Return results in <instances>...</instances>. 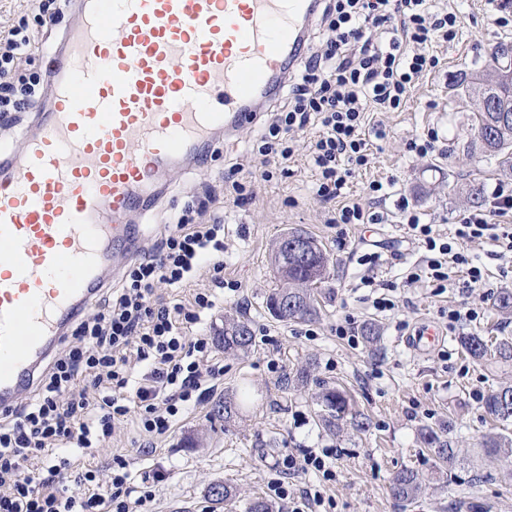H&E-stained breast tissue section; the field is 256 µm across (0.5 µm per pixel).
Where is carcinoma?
Masks as SVG:
<instances>
[{"instance_id":"carcinoma-1","label":"carcinoma","mask_w":512,"mask_h":512,"mask_svg":"<svg viewBox=\"0 0 512 512\" xmlns=\"http://www.w3.org/2000/svg\"><path fill=\"white\" fill-rule=\"evenodd\" d=\"M492 102L500 107L505 105L512 115V83H505L499 88L489 89ZM484 156L498 161L500 171L512 175V122L500 127L493 140L481 144ZM292 232L315 245L317 253L310 259H298L294 254H288V275L295 280L307 281L305 288L288 289V300L294 306L288 308V314L278 317L283 322L306 319L317 315L318 301L314 293V285L323 282L329 274L330 257L323 246L307 231L294 228ZM253 334L249 324L235 319L224 320L222 344L224 352H245L252 346ZM463 344L470 355L477 359L491 356L504 362L512 361V339L504 337L495 344H488L478 335L466 336ZM319 421L330 432L341 431V425L348 422L359 432L369 429V419L355 411L351 395L342 387L322 385L318 394ZM485 407L495 419L507 423L512 421V384L504 385L491 391L485 399ZM213 414L224 419L229 424L239 415L237 395L232 394L215 403ZM421 442L423 447L435 459L439 470H452L457 462V450L451 442L444 438L443 432L431 427L422 429ZM481 451L487 456H501L507 460L512 458V437L503 433L486 435L478 443ZM423 477L414 470L398 472L392 483L394 495L404 501L413 502L422 489ZM205 496L215 509H221L236 497L235 489L217 480L208 485Z\"/></svg>"}]
</instances>
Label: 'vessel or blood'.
Here are the masks:
<instances>
[{
    "label": "vessel or blood",
    "mask_w": 512,
    "mask_h": 512,
    "mask_svg": "<svg viewBox=\"0 0 512 512\" xmlns=\"http://www.w3.org/2000/svg\"><path fill=\"white\" fill-rule=\"evenodd\" d=\"M319 0H80L52 109L0 156V411L107 280L139 257L130 216L204 144L256 127ZM443 334L416 328L427 352Z\"/></svg>",
    "instance_id": "1"
}]
</instances>
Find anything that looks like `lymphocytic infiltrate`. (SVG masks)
<instances>
[{
  "mask_svg": "<svg viewBox=\"0 0 512 512\" xmlns=\"http://www.w3.org/2000/svg\"><path fill=\"white\" fill-rule=\"evenodd\" d=\"M461 24L456 13L434 11L432 0H328L316 46L289 78L284 103L266 115L259 167L231 182L234 206L247 204L270 181L271 161L292 159V132L314 126L308 158L315 197L335 204L333 223H380L379 214L348 197L350 178L371 162L367 115L398 111L419 78L440 66L434 45L454 40ZM31 47L20 25L0 37L1 128L14 126L26 105L46 92L44 77L18 72ZM224 189L205 184L190 195L118 284L99 293L93 313L78 316L64 351L48 359L16 409L0 414V512H138L152 501L153 481L134 480L120 455L106 468L85 467L73 491L63 481L75 453L93 454L111 441L117 424L133 426L139 449L155 447L223 377L210 337L197 326L225 287L224 224L214 215ZM398 210L428 253L414 277L436 289L458 276L463 291L484 285L485 271L464 242L488 238L512 253V182H497L480 209L459 216L446 239L421 223L408 199ZM204 274L210 287H196ZM160 284L173 289L168 300L156 298ZM188 286L191 296H180ZM282 467L281 478L268 485L270 497L289 512H320L325 497L319 489L296 496L288 481L299 471L332 481L324 456L289 455Z\"/></svg>",
  "mask_w": 512,
  "mask_h": 512,
  "instance_id": "lymphocytic-infiltrate-1",
  "label": "lymphocytic infiltrate"
}]
</instances>
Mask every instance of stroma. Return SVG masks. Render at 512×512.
<instances>
[{"label":"stroma","instance_id":"obj_1","mask_svg":"<svg viewBox=\"0 0 512 512\" xmlns=\"http://www.w3.org/2000/svg\"><path fill=\"white\" fill-rule=\"evenodd\" d=\"M501 2L435 0L437 9L462 16V28L455 41L435 46L441 67L419 79L399 111L383 115L386 135L372 140V163L350 185L353 197L371 203L369 183L394 179L390 197L372 203L382 223H330L327 208L312 193L313 172L301 151L287 167H273L271 181L261 186L252 203L216 208L224 219V277L238 288L225 291L223 304L207 316L203 328L214 339L226 318L248 322L253 345L235 355L215 348L224 365L223 378L202 405L186 411L155 452H137L131 434L120 427L113 441L95 453L99 463L124 456L134 477L159 475L150 512H211L205 489L217 479L237 489L235 501L223 512H244L251 498L267 497V484L278 478L285 455L307 450L330 454L336 478L326 487L333 501L328 512H468L470 502L479 512H512V479L506 474L511 465L498 457L478 460L473 455L487 434L512 436V422L494 421L483 402L489 391L512 384V362L473 359L461 343L469 334L489 341L512 336V320L493 305L501 289L512 288V258L494 256L490 240H477L468 248L488 270L485 287L469 292L455 287L438 294L427 282L408 283L425 250L412 240L397 209L400 197H407L421 222L445 235L452 232L457 215L470 207L464 184L488 189L499 180L495 164L473 144L472 106L456 101L450 87L492 64L498 42L512 41V23L496 22ZM20 22L37 31L45 44L25 72H43L58 42L57 30H40L35 0H0V30ZM431 128L439 135L435 152L424 157L408 153L406 141ZM259 134L254 128L217 142L204 164L171 172L160 202L131 216L141 231V247L151 245L166 218L184 206L199 182L221 183L235 163L244 171L254 170L259 160L252 149ZM292 228L318 239L332 264L328 279L317 287L319 317L286 323L268 312L265 300L276 286L270 265L273 247ZM373 253L380 260L371 270L364 257ZM370 271L377 281L373 288L361 283ZM383 283L391 285L395 307L379 312L370 300L380 296ZM452 308H474L481 317L452 328ZM425 320L445 340L432 351L417 352L407 339ZM347 321L358 334L365 324H377L379 340L371 346L348 344L336 334L337 325ZM304 366L319 380L350 390L356 409L370 420L367 432L348 426L333 434L323 428L315 386L288 383ZM244 388L257 396L246 412L229 424L214 416L215 402ZM427 426L443 429L459 449L460 460L451 473H440L423 447L420 431ZM404 468L426 478L422 493L410 504L390 491L393 476Z\"/></svg>","mask_w":512,"mask_h":512}]
</instances>
